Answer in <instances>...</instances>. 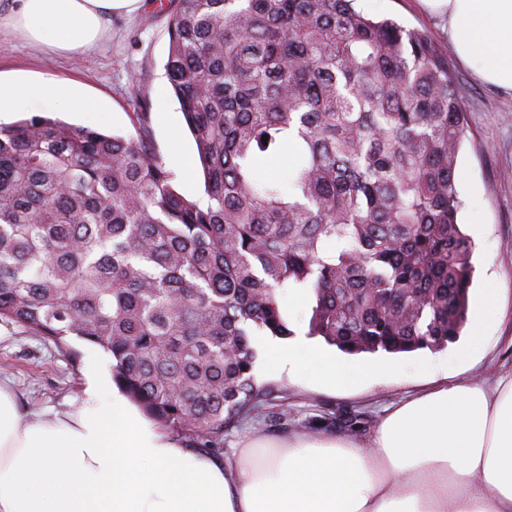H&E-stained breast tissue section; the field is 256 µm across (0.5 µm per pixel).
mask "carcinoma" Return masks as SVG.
Here are the masks:
<instances>
[{
  "label": "carcinoma",
  "instance_id": "1",
  "mask_svg": "<svg viewBox=\"0 0 512 512\" xmlns=\"http://www.w3.org/2000/svg\"><path fill=\"white\" fill-rule=\"evenodd\" d=\"M173 2L165 70L204 194L176 188L146 112L128 137L0 127V320L101 348L148 418L217 457L275 400L255 336L295 335L283 295L348 354L461 335L466 118L448 50L355 0ZM285 154L287 183H261Z\"/></svg>",
  "mask_w": 512,
  "mask_h": 512
}]
</instances>
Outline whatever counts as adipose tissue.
<instances>
[{"label":"adipose tissue","instance_id":"1","mask_svg":"<svg viewBox=\"0 0 512 512\" xmlns=\"http://www.w3.org/2000/svg\"><path fill=\"white\" fill-rule=\"evenodd\" d=\"M446 14L459 59L512 91V0H425ZM140 0H10L0 27L63 52L94 48L113 13ZM51 102L97 111L52 79L0 82V115ZM503 291L489 283L458 355L472 361L483 329L499 320ZM323 386L356 383L363 368L298 339L267 346ZM81 405L26 416L0 381V512H512V372L494 385L440 383L388 412L366 443L339 436L276 442L247 436L231 460L185 447L141 415L90 364Z\"/></svg>","mask_w":512,"mask_h":512}]
</instances>
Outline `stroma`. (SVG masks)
Returning <instances> with one entry per match:
<instances>
[{"mask_svg": "<svg viewBox=\"0 0 512 512\" xmlns=\"http://www.w3.org/2000/svg\"><path fill=\"white\" fill-rule=\"evenodd\" d=\"M357 4L370 15L391 17L407 28L426 32L439 45L448 43L444 19L423 0H357ZM169 22V9L159 8L157 0H144L134 16H114L110 34L86 52L59 53L1 35L0 80L22 84L53 78L75 84L84 94L98 98L103 111L78 114L43 107L40 115L108 134H134L133 114L140 103H147L156 146L176 172L178 190L201 196L199 169H188L172 148L177 137L189 156L197 154L165 76ZM448 60L468 124L467 140L457 159V188L464 202L458 221L476 243L470 293L478 295L488 278H496L505 289L502 316L486 327L485 348L473 364L445 361L429 374L413 373L402 379L384 376L348 389L305 382L286 368L271 369L266 354H259L258 381L280 388L277 404L296 422L306 423L307 435L364 441L387 412L431 385L462 377L490 385L498 375L512 370V94L479 82L456 52H449ZM69 344L70 351L63 352L17 324L0 321V379L10 382L25 407L60 414L71 410L83 399L88 362L103 351L75 338ZM323 411L334 413V421H321Z\"/></svg>", "mask_w": 512, "mask_h": 512, "instance_id": "obj_1", "label": "stroma"}]
</instances>
